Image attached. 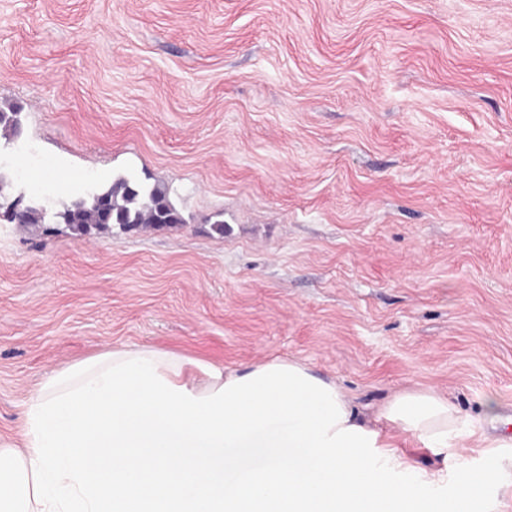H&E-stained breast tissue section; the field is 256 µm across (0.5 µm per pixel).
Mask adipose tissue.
Wrapping results in <instances>:
<instances>
[{"label": "adipose tissue", "mask_w": 512, "mask_h": 512, "mask_svg": "<svg viewBox=\"0 0 512 512\" xmlns=\"http://www.w3.org/2000/svg\"><path fill=\"white\" fill-rule=\"evenodd\" d=\"M375 419L442 457L473 435L430 389L394 393L369 420L296 360L211 363L195 376L172 353L115 348L32 393L21 447H0V512H491L512 435L493 439L495 454L447 493L444 472L417 471ZM264 435L262 464L231 456ZM207 448L225 451L223 462ZM219 468L235 481L217 479Z\"/></svg>", "instance_id": "adipose-tissue-1"}]
</instances>
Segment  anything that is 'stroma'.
<instances>
[{"label":"stroma","instance_id":"stroma-1","mask_svg":"<svg viewBox=\"0 0 512 512\" xmlns=\"http://www.w3.org/2000/svg\"><path fill=\"white\" fill-rule=\"evenodd\" d=\"M0 101V171L29 146L47 206L123 176L186 218L0 223V442L44 377L133 344L512 421V0H0Z\"/></svg>","mask_w":512,"mask_h":512}]
</instances>
